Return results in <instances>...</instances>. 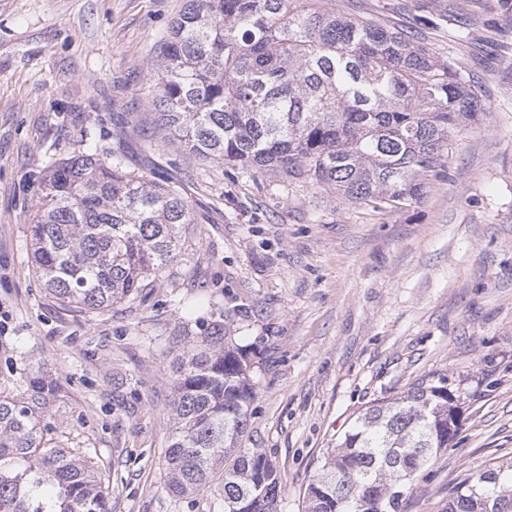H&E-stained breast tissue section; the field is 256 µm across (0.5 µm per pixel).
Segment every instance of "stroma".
<instances>
[{"label":"stroma","instance_id":"1","mask_svg":"<svg viewBox=\"0 0 512 512\" xmlns=\"http://www.w3.org/2000/svg\"><path fill=\"white\" fill-rule=\"evenodd\" d=\"M187 0H0V390L46 370L51 424L88 448L112 512H224L213 491L165 486L180 345L249 299L236 343L263 338L252 428L281 474V512L370 402L446 375L461 428L407 512H446L474 468L512 462V6L506 0H326L401 23L479 91L419 202L376 209L268 171L184 154L155 131L149 66ZM181 188L200 221L175 274L120 313L60 308L34 273L30 217L52 161L79 140Z\"/></svg>","mask_w":512,"mask_h":512}]
</instances>
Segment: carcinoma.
<instances>
[{"label": "carcinoma", "instance_id": "cac0c4a2", "mask_svg": "<svg viewBox=\"0 0 512 512\" xmlns=\"http://www.w3.org/2000/svg\"><path fill=\"white\" fill-rule=\"evenodd\" d=\"M307 2L188 0L150 72L158 130L254 178L275 170L376 208L417 203L445 171L448 142L480 111L478 92L410 33ZM197 223L178 186L88 146L43 178L30 224L35 268L60 306L113 312L174 267ZM250 309H224L178 358L167 488L192 496L219 474L224 512H280L277 465L242 445L263 341L236 344L231 330ZM58 391L39 371L21 394L0 391V512H111L90 449L64 446L44 423ZM462 400L440 376L369 405L308 483L305 512H404L408 490L455 439ZM448 512H512V464L471 472Z\"/></svg>", "mask_w": 512, "mask_h": 512}]
</instances>
